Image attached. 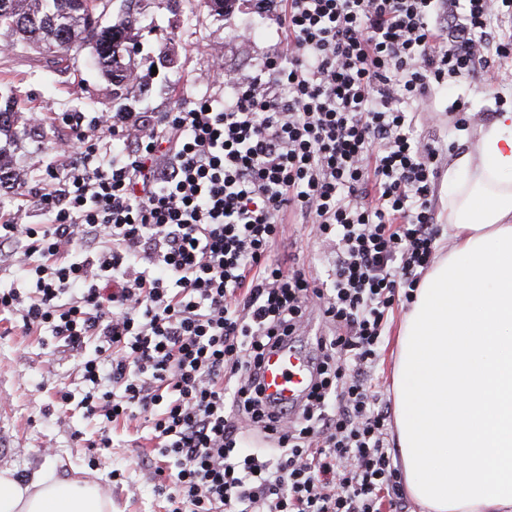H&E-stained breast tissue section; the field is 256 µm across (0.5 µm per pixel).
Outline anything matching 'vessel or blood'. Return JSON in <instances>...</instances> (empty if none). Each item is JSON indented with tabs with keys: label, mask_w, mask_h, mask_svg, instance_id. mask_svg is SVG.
I'll return each mask as SVG.
<instances>
[{
	"label": "vessel or blood",
	"mask_w": 512,
	"mask_h": 512,
	"mask_svg": "<svg viewBox=\"0 0 512 512\" xmlns=\"http://www.w3.org/2000/svg\"><path fill=\"white\" fill-rule=\"evenodd\" d=\"M310 371L303 351L283 348L270 353L264 362L262 378L266 395L298 404L310 382Z\"/></svg>",
	"instance_id": "1"
}]
</instances>
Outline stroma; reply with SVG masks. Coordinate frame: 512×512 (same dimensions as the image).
Listing matches in <instances>:
<instances>
[{
  "mask_svg": "<svg viewBox=\"0 0 512 512\" xmlns=\"http://www.w3.org/2000/svg\"><path fill=\"white\" fill-rule=\"evenodd\" d=\"M140 17L134 71L144 87L125 93L110 77L89 62L88 51L66 57L44 50L13 46L8 31L0 29V96L18 104L20 134H0V155L23 171L29 185L44 177L45 154L64 129L63 119L83 111L85 100H95L94 115L115 112H165L177 103L207 96L223 100L224 88L210 79L214 62L238 76L253 74L275 48L274 26L258 24L252 0H237L229 11L218 13L198 0H138ZM53 70V93L42 89L43 70ZM497 87L485 82L483 67L456 80L450 91L433 95L429 114L420 115L419 135L454 143L444 162L474 149L478 132L491 124L495 96H512V58L497 60ZM461 100L470 109L465 130H455L451 105ZM41 119L27 124L29 114ZM324 247L307 224H292L288 238L274 251L280 259L304 266L310 276L325 280L329 265ZM76 356L57 348L50 334L25 333L0 321V378L6 382L7 402L0 403V427L9 431L13 451L0 460V469H12L26 478L55 467L59 476L92 481L112 501V512H165L166 503L154 493L155 475L140 464L151 449L134 427L118 428L111 448L93 457L85 442L97 439L101 424L85 417L74 405L59 403L58 390L82 397L85 385L76 374ZM120 479H112V470Z\"/></svg>",
  "mask_w": 512,
  "mask_h": 512,
  "instance_id": "1",
  "label": "stroma"
}]
</instances>
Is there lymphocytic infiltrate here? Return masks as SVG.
<instances>
[{
  "label": "lymphocytic infiltrate",
  "instance_id": "1",
  "mask_svg": "<svg viewBox=\"0 0 512 512\" xmlns=\"http://www.w3.org/2000/svg\"><path fill=\"white\" fill-rule=\"evenodd\" d=\"M254 2L279 43L223 76V106L75 114L41 186L8 172L0 254L25 285L0 290V316L80 354L91 389L60 399L100 420L96 448L147 423L172 512H407L371 380L439 235L443 146L415 117L449 77L512 55V0ZM290 216L334 252L327 280L273 257ZM313 308L315 383L302 409L272 406L264 356Z\"/></svg>",
  "mask_w": 512,
  "mask_h": 512
}]
</instances>
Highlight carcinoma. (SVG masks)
<instances>
[{"instance_id": "cac0c4a2", "label": "carcinoma", "mask_w": 512, "mask_h": 512, "mask_svg": "<svg viewBox=\"0 0 512 512\" xmlns=\"http://www.w3.org/2000/svg\"><path fill=\"white\" fill-rule=\"evenodd\" d=\"M106 0H0V28H9L17 41L67 55L89 45L93 64L106 71L126 91L132 72L135 18L131 12L118 22L100 24ZM17 110L6 99L0 106V132L13 128Z\"/></svg>"}]
</instances>
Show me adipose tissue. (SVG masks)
Returning <instances> with one entry per match:
<instances>
[{
	"mask_svg": "<svg viewBox=\"0 0 512 512\" xmlns=\"http://www.w3.org/2000/svg\"><path fill=\"white\" fill-rule=\"evenodd\" d=\"M453 246L423 277L399 334L397 443L428 512H512V111L448 167ZM0 512H112L89 483L0 471Z\"/></svg>",
	"mask_w": 512,
	"mask_h": 512,
	"instance_id": "ef3b65f1",
	"label": "adipose tissue"
}]
</instances>
